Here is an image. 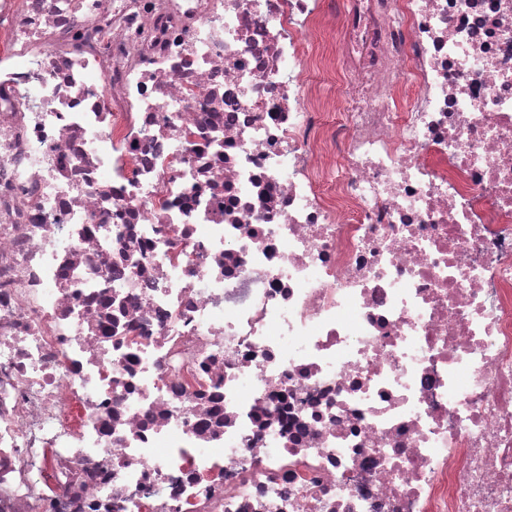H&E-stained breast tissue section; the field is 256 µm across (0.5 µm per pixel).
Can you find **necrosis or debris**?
<instances>
[{"label":"necrosis or debris","instance_id":"obj_1","mask_svg":"<svg viewBox=\"0 0 512 512\" xmlns=\"http://www.w3.org/2000/svg\"><path fill=\"white\" fill-rule=\"evenodd\" d=\"M0 512H512V0H0Z\"/></svg>","mask_w":512,"mask_h":512}]
</instances>
